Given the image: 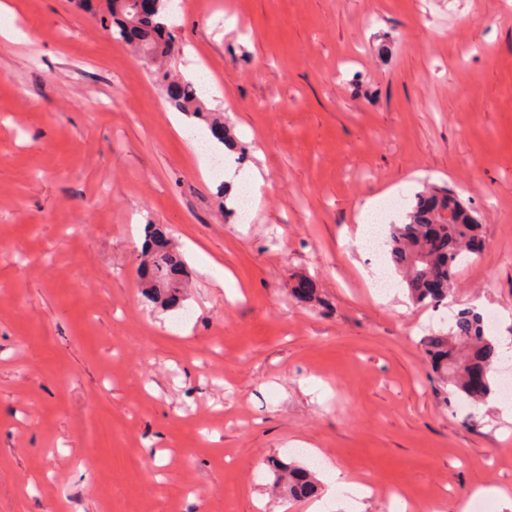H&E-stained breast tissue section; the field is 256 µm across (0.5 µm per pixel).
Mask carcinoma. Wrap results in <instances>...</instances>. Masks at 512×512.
<instances>
[{
	"label": "carcinoma",
	"mask_w": 512,
	"mask_h": 512,
	"mask_svg": "<svg viewBox=\"0 0 512 512\" xmlns=\"http://www.w3.org/2000/svg\"><path fill=\"white\" fill-rule=\"evenodd\" d=\"M170 0H72L89 11L101 12V22L112 37L124 42L153 63L158 78L167 84L174 106L207 122L218 142L227 140L224 122L206 107L202 84L170 73L166 68L178 36L168 24ZM479 219L448 188H433L417 196L404 224H393L387 245L390 261L406 283L416 305L435 306L448 299L456 269L482 253ZM150 235L141 252V284L152 301L164 308L178 305L186 283L182 255L163 242L161 230L148 225ZM424 352L432 368L455 392L473 402L493 393L498 354L486 335L483 317L472 308L460 310L451 330L426 336ZM272 488L290 498L317 493L315 473L304 465L272 461Z\"/></svg>",
	"instance_id": "obj_1"
}]
</instances>
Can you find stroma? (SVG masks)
I'll use <instances>...</instances> for the list:
<instances>
[{
    "instance_id": "1",
    "label": "stroma",
    "mask_w": 512,
    "mask_h": 512,
    "mask_svg": "<svg viewBox=\"0 0 512 512\" xmlns=\"http://www.w3.org/2000/svg\"><path fill=\"white\" fill-rule=\"evenodd\" d=\"M6 2L0 512H307L275 457L332 464L364 512H501L476 490L512 499V420L449 398L420 340L477 302L512 338V0H181L169 67L266 180L244 224L146 60L70 0ZM431 185L485 249L446 307L379 303L362 206ZM144 224L184 255L182 309L142 294Z\"/></svg>"
}]
</instances>
